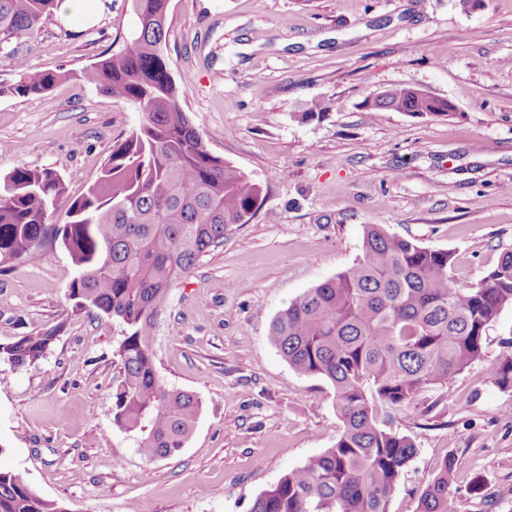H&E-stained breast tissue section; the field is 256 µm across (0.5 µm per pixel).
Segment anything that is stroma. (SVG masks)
<instances>
[{
  "label": "stroma",
  "instance_id": "1",
  "mask_svg": "<svg viewBox=\"0 0 512 512\" xmlns=\"http://www.w3.org/2000/svg\"><path fill=\"white\" fill-rule=\"evenodd\" d=\"M89 2L88 16L54 14L0 45V84L15 82L16 57L77 71L119 51L136 26L131 0ZM165 53L174 78L191 77L192 123L262 186L263 205L170 291L154 333L158 375L202 411L185 447L150 463L112 424L123 327L72 314L67 251L50 243L40 261L0 270V342L63 326L45 359L0 374V469L67 512H250L331 447L342 429L332 386L294 371L268 331L291 300L353 265L366 225L451 251L449 274L464 286L512 251V0L473 11L461 0H170ZM401 85L452 102L455 115L365 108ZM316 102L322 116L301 121ZM139 118L78 80L2 95L0 174L25 165L66 177L51 221L67 223ZM509 339L511 306L481 360L391 410L417 453L389 512H416L447 459L454 512H512V390L493 376Z\"/></svg>",
  "mask_w": 512,
  "mask_h": 512
}]
</instances>
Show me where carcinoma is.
Segmentation results:
<instances>
[{
    "instance_id": "obj_1",
    "label": "carcinoma",
    "mask_w": 512,
    "mask_h": 512,
    "mask_svg": "<svg viewBox=\"0 0 512 512\" xmlns=\"http://www.w3.org/2000/svg\"><path fill=\"white\" fill-rule=\"evenodd\" d=\"M137 27L121 49L74 74L134 105L138 126L112 152L87 192L69 206L67 224L48 220L66 194L50 168L18 165L0 176V265L41 259L51 238L78 274L72 312L86 309L123 324L116 356L123 376L112 390V424L135 434L147 460L185 447L201 413L192 392L157 375L153 336L171 288L224 246L232 228L261 210V189L214 154L183 110L187 84L170 74L164 51L170 0H132ZM56 0H0V45L34 34ZM16 81L0 95L35 96L66 79L15 57ZM448 101L408 86L383 91L372 112L451 117ZM453 254L366 226L362 255L349 269L310 288L273 319L270 342L295 371L334 390L342 431L334 446L292 469L254 501L251 512H389V501L416 446L380 417L379 406L411 403L481 359L486 330L512 306V253L475 287L448 277ZM64 323L0 343V366L44 359ZM512 390V350L494 368ZM445 461L422 491L417 512L448 508ZM0 512H64L17 474L0 470Z\"/></svg>"
}]
</instances>
